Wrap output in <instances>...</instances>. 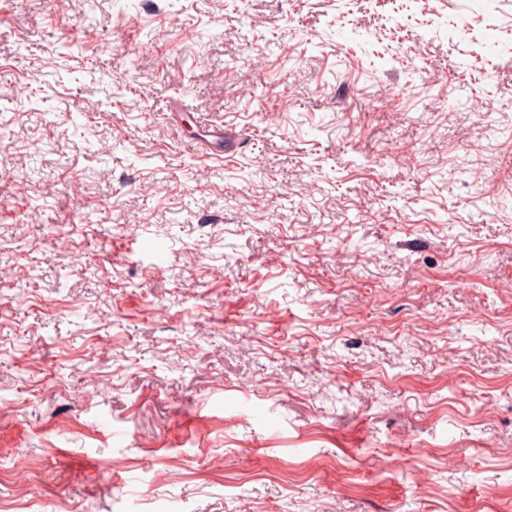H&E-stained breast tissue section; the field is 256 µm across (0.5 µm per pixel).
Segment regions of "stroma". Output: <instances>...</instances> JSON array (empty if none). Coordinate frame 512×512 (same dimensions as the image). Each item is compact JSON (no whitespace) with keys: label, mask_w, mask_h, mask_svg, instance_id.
Segmentation results:
<instances>
[{"label":"stroma","mask_w":512,"mask_h":512,"mask_svg":"<svg viewBox=\"0 0 512 512\" xmlns=\"http://www.w3.org/2000/svg\"><path fill=\"white\" fill-rule=\"evenodd\" d=\"M0 512H512V0H0ZM199 143L207 146L211 155L217 158H222L224 153L235 152L238 144L236 138L227 137L224 129L214 127L208 129L204 140Z\"/></svg>","instance_id":"1"}]
</instances>
